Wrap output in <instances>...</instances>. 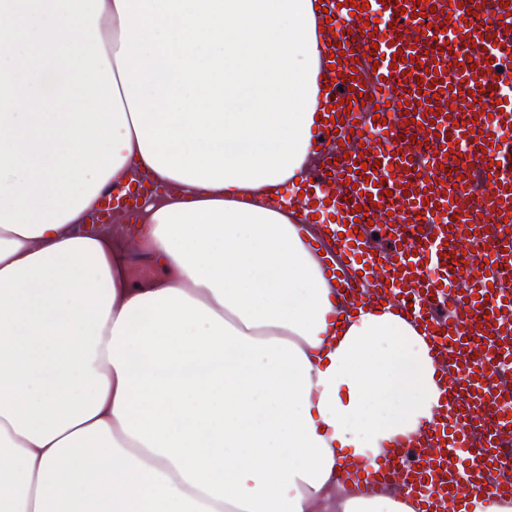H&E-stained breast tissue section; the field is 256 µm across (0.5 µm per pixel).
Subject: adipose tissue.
<instances>
[{
  "instance_id": "1",
  "label": "adipose tissue",
  "mask_w": 512,
  "mask_h": 512,
  "mask_svg": "<svg viewBox=\"0 0 512 512\" xmlns=\"http://www.w3.org/2000/svg\"><path fill=\"white\" fill-rule=\"evenodd\" d=\"M319 0H0V512H414L356 494L428 426L431 344L338 320L294 211ZM154 265L74 233L130 169Z\"/></svg>"
}]
</instances>
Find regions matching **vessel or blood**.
I'll use <instances>...</instances> for the list:
<instances>
[{
    "mask_svg": "<svg viewBox=\"0 0 512 512\" xmlns=\"http://www.w3.org/2000/svg\"><path fill=\"white\" fill-rule=\"evenodd\" d=\"M322 0L331 21L332 68L323 69L324 99L331 122L322 126L313 150L317 166L295 188L274 202L288 205L304 196L303 223L315 231L311 245L321 251L338 295L351 286L369 287L367 304L397 303L430 340L438 358L442 399L433 421L414 438L415 462L406 465L396 450L387 466L347 464L349 481L370 485L402 478L417 512H467L472 496L496 500L512 488L495 478L505 454L503 434L512 435V406L490 387L487 367L471 355L475 346L493 360L512 363V336L503 337L501 319L512 315V290L500 286L512 277V96H501L490 111L475 114L469 104L491 93L489 79L504 52H512V0ZM384 19L370 30L365 21ZM356 28L365 42L355 49L348 40ZM401 62H394V55ZM349 104H340L343 86ZM376 104L377 113L367 111ZM355 124L360 149L337 158L325 151L337 121ZM419 134L425 156L415 176L403 133ZM470 144L460 154L459 142ZM369 177H362L361 167ZM455 169L484 174L483 190L452 177ZM140 190L112 184L103 190L107 208L137 206ZM330 208L337 222L323 224L320 211ZM457 237H450L449 227ZM377 230L378 239L368 236ZM474 240L484 260L467 287L459 281L466 268L458 236ZM502 408L499 423L483 421L482 408ZM479 447L480 463L466 488H458L455 449Z\"/></svg>",
    "mask_w": 512,
    "mask_h": 512,
    "instance_id": "1",
    "label": "vessel or blood"
}]
</instances>
